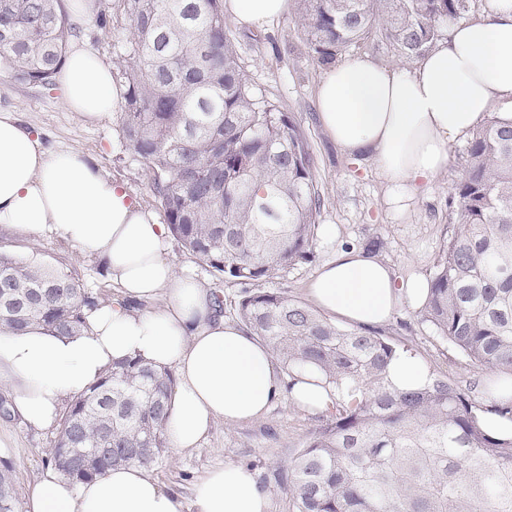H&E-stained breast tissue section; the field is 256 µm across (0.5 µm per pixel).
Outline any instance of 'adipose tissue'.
Segmentation results:
<instances>
[{
    "label": "adipose tissue",
    "mask_w": 512,
    "mask_h": 512,
    "mask_svg": "<svg viewBox=\"0 0 512 512\" xmlns=\"http://www.w3.org/2000/svg\"><path fill=\"white\" fill-rule=\"evenodd\" d=\"M487 15L449 22L446 36L410 65L355 55L329 65L316 87L321 126L338 147L370 161L384 185L388 213L405 215L446 169L449 147L491 115H512V0H489ZM288 0H224L238 26L281 18ZM69 111L97 119L118 106L112 67L73 44L57 76ZM0 224L49 233L100 263L120 287L88 316L90 328L57 336L40 328L0 330V392L29 426L56 425L61 406L100 378L112 362L140 357L174 367L165 436L173 452L199 447L215 422L262 417L281 399L326 410L333 395L311 370L285 387L268 349L225 322L213 296L168 259L170 231L104 178L75 149L46 150L12 113H0ZM424 282L401 279L359 249H338L309 282L322 313L379 326L402 303H418ZM152 302L139 311L131 300ZM195 512H268L269 499L248 467L208 470L194 485ZM28 512H181L178 493L144 467L129 465L92 482L45 470L30 485Z\"/></svg>",
    "instance_id": "ef3b65f1"
}]
</instances>
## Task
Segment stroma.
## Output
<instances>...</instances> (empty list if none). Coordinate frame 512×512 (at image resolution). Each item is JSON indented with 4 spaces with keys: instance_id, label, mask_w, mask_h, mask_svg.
Here are the masks:
<instances>
[{
    "instance_id": "stroma-1",
    "label": "stroma",
    "mask_w": 512,
    "mask_h": 512,
    "mask_svg": "<svg viewBox=\"0 0 512 512\" xmlns=\"http://www.w3.org/2000/svg\"><path fill=\"white\" fill-rule=\"evenodd\" d=\"M127 26V20L118 12L110 27L101 29L88 23L76 39L109 62L124 39ZM231 33L253 80L284 111L293 113L306 131L324 198L313 259L284 272L273 281V288L304 297L305 288L318 269L337 249L345 247L374 253L399 277L428 279L434 272L444 238L457 228L448 199L466 158V142L451 145L447 168L432 187L423 191L411 215H388L382 205L381 179L373 164L349 158L321 128L315 87L323 66L301 43L294 11H287L264 29L244 30L235 26ZM0 110L13 112L48 150L83 151L106 179L123 183L132 200L158 211L149 173L120 141L116 113L87 121L67 109L59 88L21 85L3 72ZM0 250L18 257L35 254L51 265L71 271L101 299H111L118 293L99 264L50 235L0 226ZM169 257L177 270H190L205 287L219 288L224 298V318L234 320L240 286L217 284L207 267L186 253L179 242H172ZM382 332L412 346L416 359L428 372L448 376L460 386H469L485 377L484 371L473 366L458 350L436 339L433 329L417 319L411 304H403L383 325ZM319 423V415L283 400L258 420L234 425L217 422L201 447L178 454L166 452L152 474L181 494L182 512H194L193 487L207 469L221 463L252 461L257 465V475L267 485L270 512H289V495L278 487L275 470L289 462ZM53 435V430L37 431L19 417L0 414V456L9 458L13 464L20 492H27L29 485L44 472V457Z\"/></svg>"
}]
</instances>
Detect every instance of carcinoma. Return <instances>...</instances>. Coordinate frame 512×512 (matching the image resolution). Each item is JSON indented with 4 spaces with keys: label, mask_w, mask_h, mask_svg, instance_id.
I'll return each instance as SVG.
<instances>
[{
    "label": "carcinoma",
    "mask_w": 512,
    "mask_h": 512,
    "mask_svg": "<svg viewBox=\"0 0 512 512\" xmlns=\"http://www.w3.org/2000/svg\"><path fill=\"white\" fill-rule=\"evenodd\" d=\"M129 22L113 75L125 150L151 174L171 234L213 276L244 288L238 322L295 383L307 366L339 397L276 483L292 512H512V436L480 425L486 392L430 376L397 390L387 366L412 349L347 329L284 291L258 287L311 258L323 198L309 138L251 78L224 0H118ZM321 64L379 33L410 62L469 0H295ZM77 35L62 0H0V72L48 89ZM458 227L440 247L416 317L491 373L512 375V121L491 117L468 142L452 187ZM100 300L72 272L0 252V326L59 335L88 328ZM175 384L170 367L127 357L60 413L45 463L75 482L117 466H156ZM0 460V512H19Z\"/></svg>",
    "instance_id": "obj_1"
}]
</instances>
